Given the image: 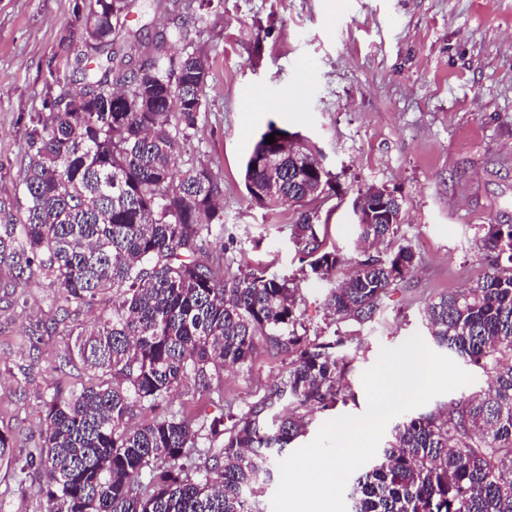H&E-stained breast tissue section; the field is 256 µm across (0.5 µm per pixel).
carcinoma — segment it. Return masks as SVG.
I'll return each mask as SVG.
<instances>
[{"label":"carcinoma","mask_w":512,"mask_h":512,"mask_svg":"<svg viewBox=\"0 0 512 512\" xmlns=\"http://www.w3.org/2000/svg\"><path fill=\"white\" fill-rule=\"evenodd\" d=\"M132 2L90 0L75 61L95 66L81 69V91L58 86L50 112L30 118L26 219L0 224V270L13 286L45 275L67 315L112 291V308L91 329H71L65 355L112 382L55 388L41 445L17 448L0 432V460L42 472L49 512H257L253 497L308 426L295 410L346 400L348 363L336 347L348 337L299 333L293 280L209 255L210 238L224 234V184L191 158L180 169L175 162L196 136L208 66L180 32L169 36L182 43L177 54L162 35L133 66L112 48ZM271 134L292 132L271 121L255 142L244 173L251 201L273 209L315 200L309 150L284 160L274 179L258 164ZM320 179L323 193L335 190L330 172ZM401 211L395 197L389 215L356 224L367 249L329 291L336 323L370 321L411 271L409 247L376 249L398 236ZM292 238L311 275L332 281L339 254L325 249L309 214ZM483 246L493 258L482 279L441 295L426 318L436 345L489 374L487 388L396 422L354 479L351 512H512V225H489ZM261 343L288 363L247 410L208 424L175 414L135 422L190 384L218 391L224 369L248 362ZM201 439L213 451L203 470L192 460Z\"/></svg>","instance_id":"cac0c4a2"}]
</instances>
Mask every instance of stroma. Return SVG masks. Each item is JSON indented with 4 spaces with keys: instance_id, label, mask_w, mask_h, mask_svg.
<instances>
[{
    "instance_id": "1",
    "label": "stroma",
    "mask_w": 512,
    "mask_h": 512,
    "mask_svg": "<svg viewBox=\"0 0 512 512\" xmlns=\"http://www.w3.org/2000/svg\"><path fill=\"white\" fill-rule=\"evenodd\" d=\"M89 0H0V203L23 217L31 116L45 112L49 86L81 87L74 56ZM143 28L137 59L161 32L183 31L203 52L209 76L191 156L224 183L225 223L238 236V260L293 279L308 336L350 335L351 394L327 410L303 409L311 442L328 420L367 408L363 373L381 348L428 337L423 309L440 294L470 287L487 271L486 227L512 224V0H214L198 23L135 0L128 18ZM297 100L275 110L272 96ZM315 143L336 191L305 206L253 203L243 167L268 122ZM376 186L403 200L395 245L411 246L414 270L371 321L336 324L325 306L330 285L313 278L291 240L309 214L327 243L355 257L352 203ZM50 279L35 277L15 295L0 291V431L20 448L39 444L55 386H80L90 371L64 356L73 323L112 305L111 293L62 320ZM40 334L30 344L31 334ZM286 368L259 346L225 371L224 401L234 411L263 396ZM43 479L19 478L0 462V512H48Z\"/></svg>"
}]
</instances>
